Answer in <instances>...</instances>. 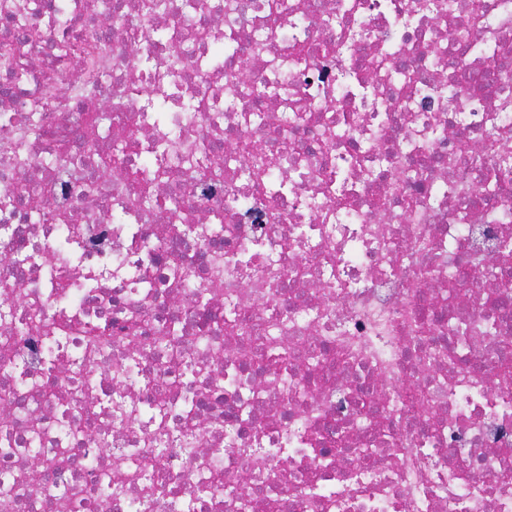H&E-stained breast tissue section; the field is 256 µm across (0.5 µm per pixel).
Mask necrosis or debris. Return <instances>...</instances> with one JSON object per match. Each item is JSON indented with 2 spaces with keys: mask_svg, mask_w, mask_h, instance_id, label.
<instances>
[{
  "mask_svg": "<svg viewBox=\"0 0 512 512\" xmlns=\"http://www.w3.org/2000/svg\"><path fill=\"white\" fill-rule=\"evenodd\" d=\"M166 4L0 0V499L512 512V0ZM219 44L233 53L216 70ZM101 103L115 172L90 141ZM286 112L305 122L284 147ZM174 128L180 169L159 150ZM256 155L269 172L241 177ZM181 271L215 294L210 314ZM34 313L42 326L14 335ZM171 318L176 357L152 350ZM480 320L496 334L460 350L451 323ZM132 454L155 459L152 479L102 497Z\"/></svg>",
  "mask_w": 512,
  "mask_h": 512,
  "instance_id": "4bbe7bcc",
  "label": "necrosis or debris"
}]
</instances>
